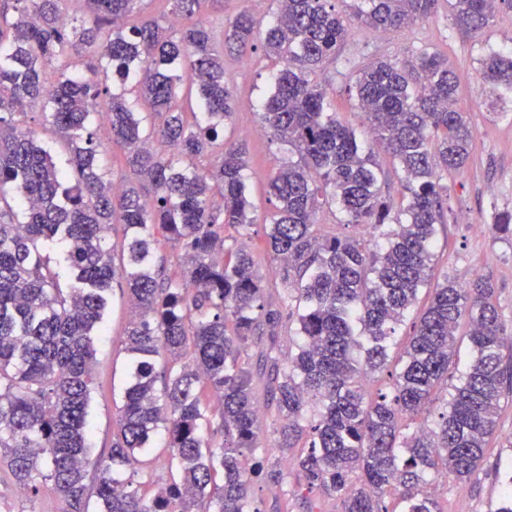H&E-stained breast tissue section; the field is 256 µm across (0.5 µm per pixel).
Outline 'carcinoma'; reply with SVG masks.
<instances>
[{"label": "carcinoma", "mask_w": 512, "mask_h": 512, "mask_svg": "<svg viewBox=\"0 0 512 512\" xmlns=\"http://www.w3.org/2000/svg\"><path fill=\"white\" fill-rule=\"evenodd\" d=\"M61 2L0 0V464L30 495L38 480L52 481L65 512H89L92 498L96 512H261L249 487L264 467L249 470L245 460L259 448L265 406L282 421L276 448L299 476L292 495L320 489L341 500L340 512H440L434 476L465 480L480 467L512 392L504 365L512 332L492 279L431 284L448 200L440 181L465 164L474 139L448 59L423 50L413 64L385 58L358 71L364 120L401 172L394 203L381 196L384 171L355 129L328 111V92L312 78L349 35L334 0H275L263 28L243 9L224 25L222 52L195 18L201 0H173L178 25L144 18L127 29L115 22L138 0H87L93 20L79 28L61 25ZM366 3L357 11L363 25L401 29L429 18L438 0ZM448 6L472 38L496 10L512 11V0ZM258 48L278 66L261 127L297 155L268 180L274 303L244 242L254 220L242 145L223 143L208 169L195 164L235 113L224 52ZM478 73L496 100L512 99V50L487 49ZM129 94L162 117L158 128L144 132ZM37 102L44 124L68 144L64 166L20 127ZM102 114L131 173L118 193L98 162L93 128ZM156 139L169 153L149 147ZM329 201L344 225L370 227L377 248L362 236L318 233L317 213ZM117 211L124 237L116 246L108 232ZM163 239L182 250L178 277L156 266ZM116 281L137 317L124 340L130 371L118 432L91 488L88 407ZM428 287L429 304L413 314ZM409 318L408 343L391 365ZM463 320L470 359L450 386ZM283 327L294 328L286 356L277 344ZM442 390L448 398L434 415ZM207 392L220 403L216 425ZM214 425L224 434L217 449L204 434ZM160 433L178 478L146 496L122 470Z\"/></svg>", "instance_id": "1"}]
</instances>
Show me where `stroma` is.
<instances>
[{
    "instance_id": "obj_1",
    "label": "stroma",
    "mask_w": 512,
    "mask_h": 512,
    "mask_svg": "<svg viewBox=\"0 0 512 512\" xmlns=\"http://www.w3.org/2000/svg\"><path fill=\"white\" fill-rule=\"evenodd\" d=\"M249 9L267 22L276 9L274 0H206L199 18L211 28L216 41L224 39V23L242 9ZM351 29L336 58L327 60L315 79L328 91L339 119L356 129L365 148L386 164L388 157L375 136L366 132L355 93L346 88L344 63L362 67L376 57L415 60L427 48L444 55L458 81L457 105L475 132L470 157L460 171L445 175L450 215L437 227L434 274L436 280L465 282L477 275L492 276L495 302L506 325H512V240L489 229L495 216L512 211V100L491 101L478 77L481 48L512 47V12H497L490 27L477 38L462 35L454 26L448 0H439L429 19L402 30H369L353 13H346ZM276 64L263 51L224 56V71L230 77L236 112L224 127V139L243 144L248 152L250 200L257 226L270 220L274 203L266 192L269 174L285 158L279 142L269 136H245V128L259 125L261 96L271 87ZM383 196L400 198V179L391 168L381 185ZM131 319L130 302L120 287L108 296L105 330L97 341V361L89 412L88 444L94 453L108 450L116 429L118 410L126 379L124 339ZM512 465V400L499 413L497 430L489 439L483 465L464 481L448 478L441 488L443 512H494L503 493L504 475ZM175 469L169 449L153 448L143 463L126 467V477L153 492L168 482ZM65 502L50 482H43L37 496L23 495L7 469L0 468V512H64Z\"/></svg>"
}]
</instances>
